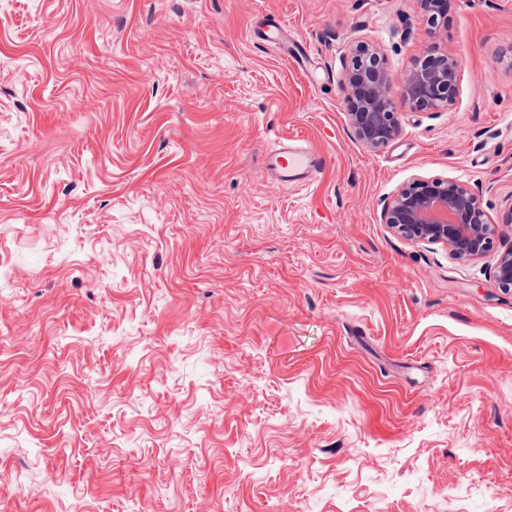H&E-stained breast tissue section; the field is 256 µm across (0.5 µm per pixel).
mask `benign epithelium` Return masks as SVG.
Returning <instances> with one entry per match:
<instances>
[{
	"label": "benign epithelium",
	"mask_w": 512,
	"mask_h": 512,
	"mask_svg": "<svg viewBox=\"0 0 512 512\" xmlns=\"http://www.w3.org/2000/svg\"><path fill=\"white\" fill-rule=\"evenodd\" d=\"M417 2L431 29L448 27V0ZM459 81V63L447 52L429 50L413 58L396 79L376 47L356 43L341 78L353 140L371 151L384 149L402 134L401 112L451 109ZM381 221L406 239L443 246L460 263L494 254L495 281L512 290V244L495 250L502 228L512 229V202L495 221L469 183L414 177L384 204Z\"/></svg>",
	"instance_id": "7a95c632"
}]
</instances>
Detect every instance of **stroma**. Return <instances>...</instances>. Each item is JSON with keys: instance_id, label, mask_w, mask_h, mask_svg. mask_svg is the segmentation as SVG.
Wrapping results in <instances>:
<instances>
[{"instance_id": "35a3bbf8", "label": "stroma", "mask_w": 512, "mask_h": 512, "mask_svg": "<svg viewBox=\"0 0 512 512\" xmlns=\"http://www.w3.org/2000/svg\"><path fill=\"white\" fill-rule=\"evenodd\" d=\"M360 41L453 107L356 143ZM414 177L512 198V0H0V512H512V291L382 223ZM423 17L431 29L448 27V0H417ZM265 168L281 183H305L328 166V159L311 146L272 143L264 154Z\"/></svg>"}]
</instances>
